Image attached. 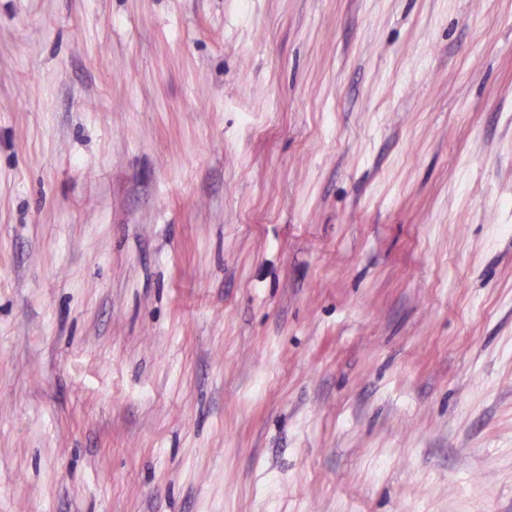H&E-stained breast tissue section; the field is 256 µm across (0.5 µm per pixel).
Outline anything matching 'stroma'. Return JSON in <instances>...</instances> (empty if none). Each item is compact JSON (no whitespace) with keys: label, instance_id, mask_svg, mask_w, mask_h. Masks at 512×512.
Wrapping results in <instances>:
<instances>
[{"label":"stroma","instance_id":"obj_1","mask_svg":"<svg viewBox=\"0 0 512 512\" xmlns=\"http://www.w3.org/2000/svg\"><path fill=\"white\" fill-rule=\"evenodd\" d=\"M0 512H512V0H0Z\"/></svg>","mask_w":512,"mask_h":512}]
</instances>
